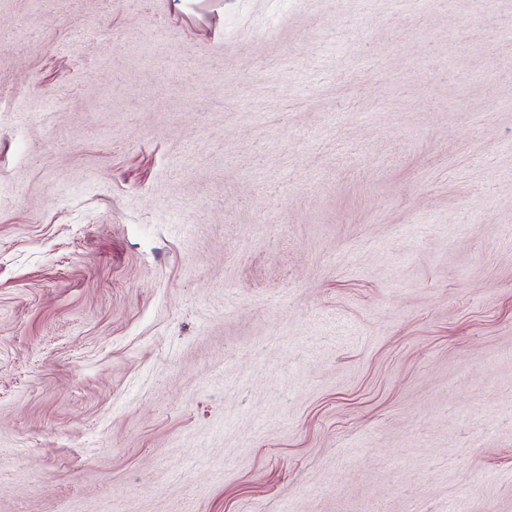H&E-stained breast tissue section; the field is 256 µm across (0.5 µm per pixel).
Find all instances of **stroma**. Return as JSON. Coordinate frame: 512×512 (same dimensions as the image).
<instances>
[{
    "mask_svg": "<svg viewBox=\"0 0 512 512\" xmlns=\"http://www.w3.org/2000/svg\"><path fill=\"white\" fill-rule=\"evenodd\" d=\"M512 0H0V512H512Z\"/></svg>",
    "mask_w": 512,
    "mask_h": 512,
    "instance_id": "1",
    "label": "stroma"
}]
</instances>
